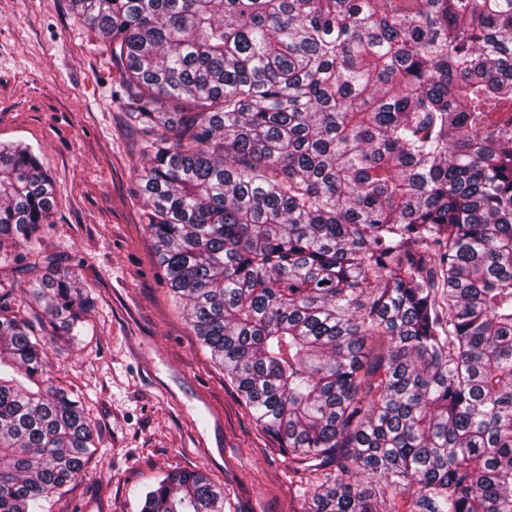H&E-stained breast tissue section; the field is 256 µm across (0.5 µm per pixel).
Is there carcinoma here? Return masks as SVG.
<instances>
[{"label": "carcinoma", "mask_w": 512, "mask_h": 512, "mask_svg": "<svg viewBox=\"0 0 512 512\" xmlns=\"http://www.w3.org/2000/svg\"><path fill=\"white\" fill-rule=\"evenodd\" d=\"M72 7L156 133L139 189L195 336L282 451L326 469L304 512H512V0ZM54 199L0 148V246L32 243ZM31 298L84 324L66 274ZM95 448L0 310V512H44ZM225 500L174 471L141 512Z\"/></svg>", "instance_id": "carcinoma-1"}]
</instances>
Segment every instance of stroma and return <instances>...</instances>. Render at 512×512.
Segmentation results:
<instances>
[{
    "mask_svg": "<svg viewBox=\"0 0 512 512\" xmlns=\"http://www.w3.org/2000/svg\"><path fill=\"white\" fill-rule=\"evenodd\" d=\"M119 81L111 47L71 0H0V144L27 147L56 188L36 234L44 264L0 247V305L44 343L56 383L99 434L50 512H140L142 491L175 469L221 483L225 512H303L294 462L202 348L156 258L137 179L153 134L120 111ZM64 270L87 304L75 336L25 302Z\"/></svg>",
    "mask_w": 512,
    "mask_h": 512,
    "instance_id": "obj_1",
    "label": "stroma"
}]
</instances>
